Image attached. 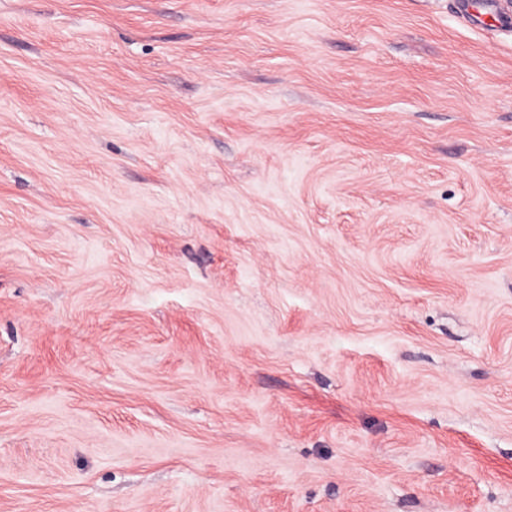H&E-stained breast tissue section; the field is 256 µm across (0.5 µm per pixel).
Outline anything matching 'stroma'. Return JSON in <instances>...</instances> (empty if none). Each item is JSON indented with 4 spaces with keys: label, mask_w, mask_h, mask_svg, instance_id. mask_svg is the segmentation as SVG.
Returning a JSON list of instances; mask_svg holds the SVG:
<instances>
[{
    "label": "stroma",
    "mask_w": 512,
    "mask_h": 512,
    "mask_svg": "<svg viewBox=\"0 0 512 512\" xmlns=\"http://www.w3.org/2000/svg\"><path fill=\"white\" fill-rule=\"evenodd\" d=\"M0 512H512V31L0 0Z\"/></svg>",
    "instance_id": "35a3bbf8"
}]
</instances>
